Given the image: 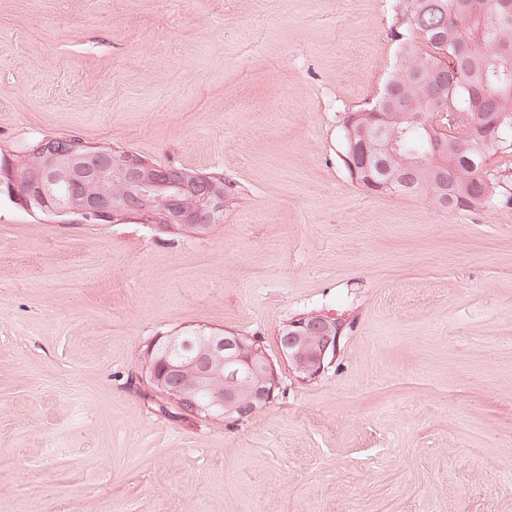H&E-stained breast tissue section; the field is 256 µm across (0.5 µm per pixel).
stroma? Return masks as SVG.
<instances>
[{"instance_id": "1", "label": "stroma", "mask_w": 512, "mask_h": 512, "mask_svg": "<svg viewBox=\"0 0 512 512\" xmlns=\"http://www.w3.org/2000/svg\"><path fill=\"white\" fill-rule=\"evenodd\" d=\"M394 0H0V159L76 137L230 182L193 237L0 196V512H512V207L371 194L345 112L393 65ZM343 323L322 375L289 318ZM259 340L250 419L185 415L161 337ZM341 324L334 315L311 312L289 320L279 334L282 354L299 378L311 381L325 370L339 346Z\"/></svg>"}]
</instances>
